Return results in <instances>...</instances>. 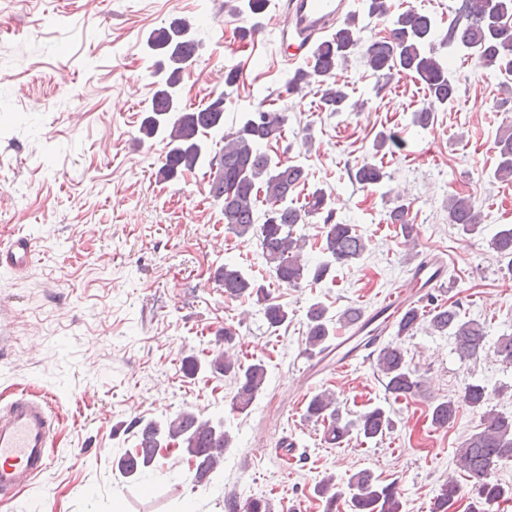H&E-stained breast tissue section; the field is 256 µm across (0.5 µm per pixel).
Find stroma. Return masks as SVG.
Returning <instances> with one entry per match:
<instances>
[{
    "label": "stroma",
    "instance_id": "35a3bbf8",
    "mask_svg": "<svg viewBox=\"0 0 512 512\" xmlns=\"http://www.w3.org/2000/svg\"><path fill=\"white\" fill-rule=\"evenodd\" d=\"M287 6L271 0L264 13L238 15L224 0H0V236L21 233L36 246L26 269L0 272V404L25 390L59 417L51 469L0 512H228V499L251 496L268 499L272 512H323L315 482L332 474L342 483L361 470L397 482L402 512H430L439 486L457 477L456 512H467L475 489L452 460L480 431V414L464 406L438 427L431 406L478 380L488 387L486 409L511 414L512 367L489 350L460 359L453 337L424 326L404 342L422 380L412 395H390L369 354L312 378L306 310L319 301L335 315L366 312L398 291L419 296L411 272L431 261L444 270L433 291L440 303L461 300L466 318L486 323L489 341L512 334V264L490 245L500 225H512V183L493 176L494 142L512 127V107H500L512 104V79L478 68L467 51L449 53L456 97L441 104L413 78L377 77L355 55L334 72L349 110L325 112L318 84L285 92L296 71L279 50ZM182 19L199 44L183 108L223 97L228 128L261 102L286 111L284 137L269 150L308 172L294 205L325 188L336 219L368 242L333 279L271 285L270 302L290 313L278 329L255 302L225 298L214 279L228 261L259 281L270 276L256 239L227 230L209 194L213 170L162 180L165 140L139 139L157 80L147 38ZM258 23L265 29L251 37ZM232 67L239 78L228 89L220 76ZM423 108L435 114L426 129L412 122ZM389 133L402 148L376 153L375 140ZM366 161L385 172L368 188L350 179ZM453 194L471 199L479 231L449 223ZM399 195L411 203L408 240L387 220ZM227 327L242 363L267 368L262 394L243 412L232 407L234 380L205 367ZM190 358L200 371H187ZM323 390L335 393L343 418L381 406L393 428L327 444L323 423L304 418ZM186 408L222 419L232 438L209 481L195 483L192 461L176 448L162 468L121 477L117 462L138 443L133 422Z\"/></svg>",
    "mask_w": 512,
    "mask_h": 512
}]
</instances>
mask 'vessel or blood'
Here are the masks:
<instances>
[{"mask_svg": "<svg viewBox=\"0 0 512 512\" xmlns=\"http://www.w3.org/2000/svg\"><path fill=\"white\" fill-rule=\"evenodd\" d=\"M346 0H290L292 29L281 36V53L287 63L305 58L316 34L327 31L337 21ZM34 245L30 238L12 235L0 241V269L24 270L32 260ZM408 305L402 295L389 296L384 306L361 317L351 333L339 337L335 346L320 357L322 364L346 368L364 349L362 336L375 328L384 336L394 313ZM59 418L45 400L27 393L15 395L0 407V499L30 487L51 466V448Z\"/></svg>", "mask_w": 512, "mask_h": 512, "instance_id": "1", "label": "vessel or blood"}]
</instances>
